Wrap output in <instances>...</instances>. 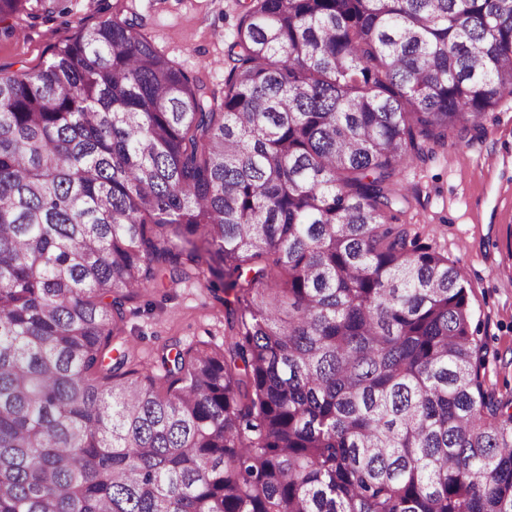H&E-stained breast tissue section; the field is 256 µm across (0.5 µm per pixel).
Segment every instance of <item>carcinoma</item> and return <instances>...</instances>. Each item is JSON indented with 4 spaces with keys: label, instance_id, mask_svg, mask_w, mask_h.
Returning a JSON list of instances; mask_svg holds the SVG:
<instances>
[{
    "label": "carcinoma",
    "instance_id": "obj_1",
    "mask_svg": "<svg viewBox=\"0 0 512 512\" xmlns=\"http://www.w3.org/2000/svg\"><path fill=\"white\" fill-rule=\"evenodd\" d=\"M231 52L218 90L115 14L0 72V512H512V399L401 183L512 102V0H250ZM192 274L224 349L110 356Z\"/></svg>",
    "mask_w": 512,
    "mask_h": 512
}]
</instances>
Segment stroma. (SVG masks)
<instances>
[{"label":"stroma","mask_w":512,"mask_h":512,"mask_svg":"<svg viewBox=\"0 0 512 512\" xmlns=\"http://www.w3.org/2000/svg\"><path fill=\"white\" fill-rule=\"evenodd\" d=\"M248 0H62L50 19L0 38V69L36 71L52 45L110 17L142 19L153 44L175 64L222 88L233 62L228 48ZM410 190L405 220L447 255L464 278L471 330L487 348L488 390L512 397V103L483 129L450 138L448 148L404 173ZM224 284L190 278L150 289L126 305L123 337L141 369L152 373L171 344L223 347Z\"/></svg>","instance_id":"obj_1"}]
</instances>
